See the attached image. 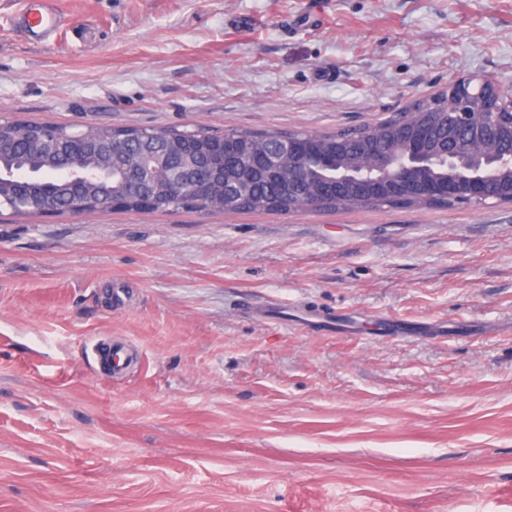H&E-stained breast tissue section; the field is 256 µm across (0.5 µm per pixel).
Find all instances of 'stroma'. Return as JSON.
Wrapping results in <instances>:
<instances>
[{
    "label": "stroma",
    "mask_w": 512,
    "mask_h": 512,
    "mask_svg": "<svg viewBox=\"0 0 512 512\" xmlns=\"http://www.w3.org/2000/svg\"><path fill=\"white\" fill-rule=\"evenodd\" d=\"M21 2L0 117L31 123L322 134L512 91V0H56L50 44ZM0 512H512V204L0 213ZM309 316V318H302L298 324L305 328H322L341 336L355 333L354 325H336V316L332 313L311 311ZM91 351L94 355L98 356L100 360L105 361L114 375H120L127 363L128 352L122 345H109L107 349L98 347V343L91 344Z\"/></svg>",
    "instance_id": "1"
}]
</instances>
